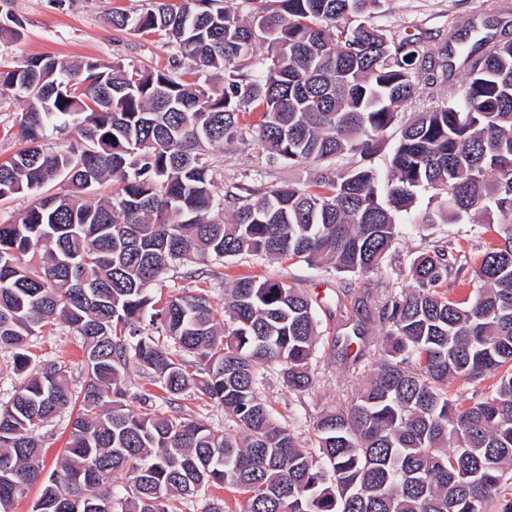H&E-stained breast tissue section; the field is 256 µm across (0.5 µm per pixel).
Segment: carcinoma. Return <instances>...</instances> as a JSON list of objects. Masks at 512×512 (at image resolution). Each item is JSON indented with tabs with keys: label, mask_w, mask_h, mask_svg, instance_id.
<instances>
[{
	"label": "carcinoma",
	"mask_w": 512,
	"mask_h": 512,
	"mask_svg": "<svg viewBox=\"0 0 512 512\" xmlns=\"http://www.w3.org/2000/svg\"><path fill=\"white\" fill-rule=\"evenodd\" d=\"M244 2L247 20L224 0L113 13L114 29L175 46L166 68L34 56L0 70V87L27 105L26 146L0 163V201L31 196L0 222V349L24 374L0 403V512L36 483L31 512H182L205 485L241 494L242 512H512V38L447 44L434 57L370 21L378 0ZM22 30L0 24V45ZM458 54L463 86L433 98ZM423 88L431 105L407 111ZM252 112L270 158L316 165L311 187L238 186L224 193L230 219H217L204 151L243 139ZM393 126L382 172L374 156ZM48 129L75 138L47 151ZM53 182L60 191L43 194ZM108 182L111 196L92 197ZM423 191L436 205L417 212ZM472 212L487 221L470 235L490 237L479 286L463 298L441 290L462 267L454 243L437 241L384 298L380 341L347 320L336 359L354 371L371 347L373 371L317 419L310 448L262 395L271 366L290 392L314 386L321 332L308 294L239 278L221 329L206 294L158 308L149 293L170 262L195 254L289 257L360 276L379 269L402 216L428 226ZM58 320L88 345L76 395L56 364L27 353ZM132 361L171 402L196 389L223 405L237 433L128 408ZM486 379L482 400L459 409L449 398V384ZM73 403L64 456L45 476L37 433ZM118 481L119 495L102 491Z\"/></svg>",
	"instance_id": "obj_1"
}]
</instances>
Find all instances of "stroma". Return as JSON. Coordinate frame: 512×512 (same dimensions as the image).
I'll return each mask as SVG.
<instances>
[{"label":"stroma","mask_w":512,"mask_h":512,"mask_svg":"<svg viewBox=\"0 0 512 512\" xmlns=\"http://www.w3.org/2000/svg\"><path fill=\"white\" fill-rule=\"evenodd\" d=\"M149 0H0V21L12 16L24 27L21 39L8 48H0V67L11 66L31 56L51 55L63 59L91 57L119 61L138 67L169 66L174 49L165 40L138 36L112 29L109 18L113 10L135 13L146 8ZM373 24L389 34L419 40L430 52L438 51L452 34L478 27L481 34L512 37V0H381L372 17ZM26 109L23 99L11 90L0 88V162L8 160L21 148L19 122ZM215 173V194L223 196L227 189L239 184L271 185L291 183L306 186L312 167L306 163L268 162L252 134L243 140L208 152ZM467 223L436 224L422 228L404 224L400 235L378 270L355 277L341 278L323 265H310L291 259H267L240 256L223 261L214 259L177 261L151 287L158 302H166L191 290L205 291L216 310H223L229 290L236 279L250 277L287 281L308 293L319 305L323 338L312 363L317 379L314 389L291 393L277 373H268L264 396L276 421L290 428L304 443L314 439L313 425L328 408L350 397L361 378L372 370L371 359H364L358 373L339 365L332 348V337L354 311L349 296L371 290L369 311H376L385 297L381 284L393 289L403 285V273L414 256L437 239L453 240L459 251L463 269L459 276L448 279L450 294L470 291L477 260L483 252L480 239L467 236ZM84 341L67 325L46 328L31 340L29 351L35 361L55 363L67 372L72 389L83 382ZM125 402L131 409L155 406L173 410L185 417L201 421L215 431L235 432V423L221 405L191 390L167 403L166 393L150 380L136 364H129L123 382ZM76 415L69 409L46 424L40 431L42 459L46 470L57 468Z\"/></svg>","instance_id":"obj_1"}]
</instances>
